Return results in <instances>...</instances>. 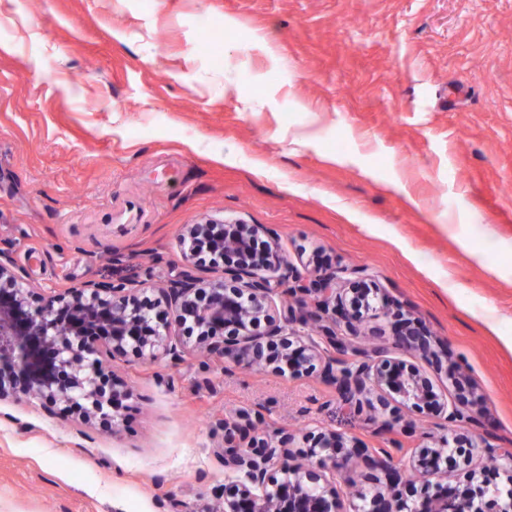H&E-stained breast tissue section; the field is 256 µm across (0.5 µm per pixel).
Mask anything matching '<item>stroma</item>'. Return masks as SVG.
Returning a JSON list of instances; mask_svg holds the SVG:
<instances>
[{
  "instance_id": "obj_1",
  "label": "stroma",
  "mask_w": 512,
  "mask_h": 512,
  "mask_svg": "<svg viewBox=\"0 0 512 512\" xmlns=\"http://www.w3.org/2000/svg\"><path fill=\"white\" fill-rule=\"evenodd\" d=\"M265 228L301 272L364 267L471 387L512 452V0H0V247L29 287L152 297L185 225ZM134 393L111 426L0 403V512H224L237 413L333 431L406 465L452 438L397 397L354 413L318 374L189 352L103 363ZM414 423L413 436L387 430Z\"/></svg>"
}]
</instances>
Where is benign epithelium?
I'll return each mask as SVG.
<instances>
[{
	"label": "benign epithelium",
	"mask_w": 512,
	"mask_h": 512,
	"mask_svg": "<svg viewBox=\"0 0 512 512\" xmlns=\"http://www.w3.org/2000/svg\"><path fill=\"white\" fill-rule=\"evenodd\" d=\"M262 231L260 224L186 225L181 237L186 268L158 289L151 304L139 301L129 288L95 281L64 293L36 292L24 286L11 251L0 248V402L22 394L48 408L77 407L87 420L102 415L104 408L131 392L118 380L105 386L96 369L98 359L90 356L103 353L115 360L131 352L180 360L187 349L171 334L172 323L190 322L197 331V347L207 355L230 357L245 367L284 365L295 377L317 371L345 404L358 411L375 402L388 408L390 399L383 394L388 390L427 404L451 425H482L481 416L469 408L471 390L459 378H453L457 395L450 405L432 393L420 371L398 369L388 358L391 347L412 351L427 359L435 373H448V354L434 348L422 322L400 305L391 312V347L368 351L354 346L353 340L361 336V316L349 311L336 283H351L356 294L370 279L366 268L338 267L332 274L304 275L279 255L276 246L260 256L253 253ZM204 245L233 258L224 277L207 281L198 275ZM274 278L280 284L296 283L305 295H316L315 311L305 314L288 303L276 306ZM326 317L334 327L321 329L322 344L294 329ZM262 323L265 331L255 333ZM255 428L248 413L224 423V447L218 454L224 469L247 484L243 498L224 503V512H341L332 476L341 473L352 457L381 474L390 489L410 481L414 473L425 480L437 470L439 451L432 448L420 449L407 468L396 466L386 453L357 445L340 457L337 449L346 441L334 432L317 434L309 450L312 462L292 464V434L273 429L259 438ZM475 496L439 486L412 512H479ZM404 509L396 496L378 492L365 512Z\"/></svg>",
	"instance_id": "benign-epithelium-1"
}]
</instances>
